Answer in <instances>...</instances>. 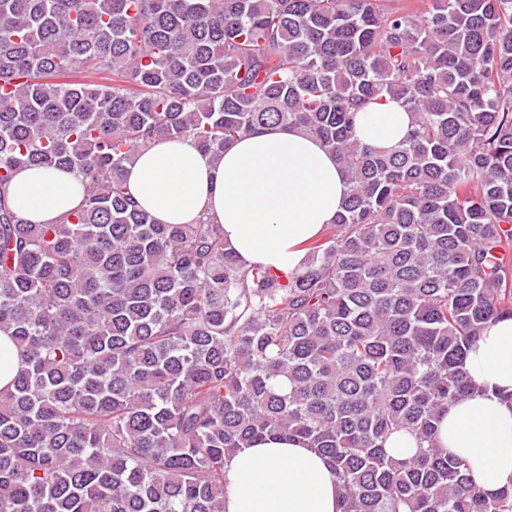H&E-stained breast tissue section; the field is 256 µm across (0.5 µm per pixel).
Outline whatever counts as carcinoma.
Here are the masks:
<instances>
[{
  "mask_svg": "<svg viewBox=\"0 0 512 512\" xmlns=\"http://www.w3.org/2000/svg\"><path fill=\"white\" fill-rule=\"evenodd\" d=\"M387 96L413 121L382 151L355 126ZM270 126L348 185L292 276L128 195L149 143L220 157ZM29 164L80 173L82 206L17 218ZM504 316L512 0H0V512H224L226 461L266 436L325 456L343 512H512L436 427ZM414 437L406 431H399L390 436L385 444L386 453L395 459H408L416 451Z\"/></svg>",
  "mask_w": 512,
  "mask_h": 512,
  "instance_id": "carcinoma-1",
  "label": "carcinoma"
}]
</instances>
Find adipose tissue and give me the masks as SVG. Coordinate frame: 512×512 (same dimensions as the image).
<instances>
[{
	"label": "adipose tissue",
	"instance_id": "1",
	"mask_svg": "<svg viewBox=\"0 0 512 512\" xmlns=\"http://www.w3.org/2000/svg\"><path fill=\"white\" fill-rule=\"evenodd\" d=\"M411 116L391 99L361 113L356 134L379 149L398 145ZM127 188L164 224L221 225L224 241L247 266L280 275L300 271L304 243L333 224L348 186L335 158L298 130L262 129L235 141L222 159L189 139L143 148L128 167ZM16 214L51 224L78 209L86 182L78 173L19 168L8 187ZM465 369L475 389L449 406L438 440L467 460L474 484L488 493L512 481V318L487 325ZM226 512H341V489L328 460L284 438L242 449L224 468Z\"/></svg>",
	"mask_w": 512,
	"mask_h": 512
}]
</instances>
